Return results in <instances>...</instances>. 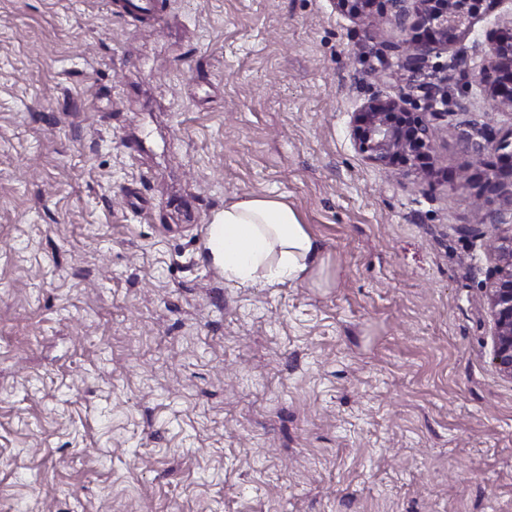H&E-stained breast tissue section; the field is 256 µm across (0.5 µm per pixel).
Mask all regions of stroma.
<instances>
[{"mask_svg": "<svg viewBox=\"0 0 512 512\" xmlns=\"http://www.w3.org/2000/svg\"><path fill=\"white\" fill-rule=\"evenodd\" d=\"M0 0V512H512V381L464 125L499 13L397 70L399 28L331 0ZM440 82L432 174L355 150L369 96ZM274 197L317 281L239 287L226 204Z\"/></svg>", "mask_w": 512, "mask_h": 512, "instance_id": "35a3bbf8", "label": "stroma"}]
</instances>
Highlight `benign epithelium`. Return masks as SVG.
Here are the masks:
<instances>
[{
  "instance_id": "1",
  "label": "benign epithelium",
  "mask_w": 512,
  "mask_h": 512,
  "mask_svg": "<svg viewBox=\"0 0 512 512\" xmlns=\"http://www.w3.org/2000/svg\"><path fill=\"white\" fill-rule=\"evenodd\" d=\"M381 1L388 4L392 22L407 32L405 46L398 49L396 66L400 70L420 71L436 50L447 51L460 45L470 33L480 0H332L336 9L354 18L370 15ZM495 5H510L498 27L488 37V49L476 81L497 109L512 112V0H493ZM426 101L425 112L440 115L438 99L446 94L437 85L420 88ZM414 94L403 89L394 96L372 95L353 113L350 132L355 150L371 164L385 169H414L429 159L437 130L424 112H413L409 104ZM476 166L483 156L499 153L512 171V140L492 131L480 139L465 137ZM491 248L498 265L489 275L488 310L493 320L492 365L503 377L512 380V234L492 238Z\"/></svg>"
}]
</instances>
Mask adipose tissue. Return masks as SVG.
I'll list each match as a JSON object with an SVG mask.
<instances>
[{"label":"adipose tissue","instance_id":"ef3b65f1","mask_svg":"<svg viewBox=\"0 0 512 512\" xmlns=\"http://www.w3.org/2000/svg\"><path fill=\"white\" fill-rule=\"evenodd\" d=\"M210 226L217 237L210 254L227 281L274 286L324 272L319 240L282 200L259 196L226 205Z\"/></svg>","mask_w":512,"mask_h":512}]
</instances>
